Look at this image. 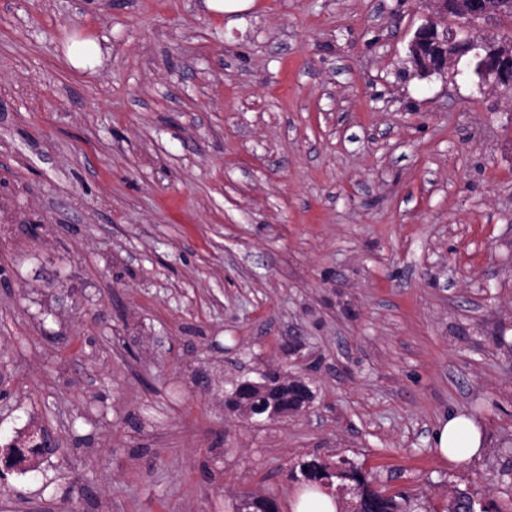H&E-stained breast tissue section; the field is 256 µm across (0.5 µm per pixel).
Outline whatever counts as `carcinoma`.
I'll use <instances>...</instances> for the list:
<instances>
[{"instance_id": "obj_1", "label": "carcinoma", "mask_w": 512, "mask_h": 512, "mask_svg": "<svg viewBox=\"0 0 512 512\" xmlns=\"http://www.w3.org/2000/svg\"><path fill=\"white\" fill-rule=\"evenodd\" d=\"M271 385L268 393L260 394L247 390L239 385L228 400V405L237 410L249 408L251 411L275 402L283 413L300 410L305 403L312 399L310 388L304 383L285 381L276 373L264 375ZM300 474L309 482L333 485V479L340 480L336 489L345 491L352 496L349 512H410L409 497L402 492L390 493L385 489L372 487L369 473L353 464L334 467L317 457L305 459L297 463L292 474ZM246 512H277L273 499L263 496H252L246 499ZM441 512H489L484 507L477 506V500L467 490L452 491Z\"/></svg>"}]
</instances>
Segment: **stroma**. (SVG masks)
<instances>
[{
    "instance_id": "35a3bbf8",
    "label": "stroma",
    "mask_w": 512,
    "mask_h": 512,
    "mask_svg": "<svg viewBox=\"0 0 512 512\" xmlns=\"http://www.w3.org/2000/svg\"><path fill=\"white\" fill-rule=\"evenodd\" d=\"M430 13L0 0V450L60 446L0 512H290L305 456L512 512V92L414 75ZM269 370L309 407L225 406ZM433 438L439 454L454 465L464 464L479 455L484 446L479 426L463 413H450Z\"/></svg>"
}]
</instances>
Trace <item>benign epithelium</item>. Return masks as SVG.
I'll return each instance as SVG.
<instances>
[{
  "instance_id": "obj_1",
  "label": "benign epithelium",
  "mask_w": 512,
  "mask_h": 512,
  "mask_svg": "<svg viewBox=\"0 0 512 512\" xmlns=\"http://www.w3.org/2000/svg\"><path fill=\"white\" fill-rule=\"evenodd\" d=\"M433 19L422 24L408 45L409 59L423 60L414 74L428 78L442 75L464 54L482 58L476 71L477 89L503 88L512 78V39H493L487 30L512 12V0H429Z\"/></svg>"
}]
</instances>
